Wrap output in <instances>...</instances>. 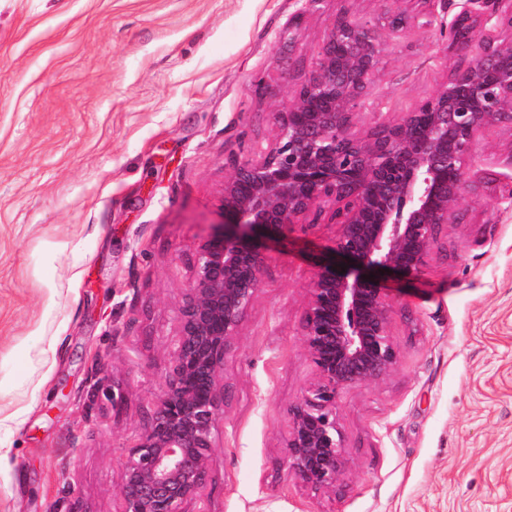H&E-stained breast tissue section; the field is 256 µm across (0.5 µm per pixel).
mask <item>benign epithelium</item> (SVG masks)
<instances>
[{"label":"benign epithelium","instance_id":"benign-epithelium-1","mask_svg":"<svg viewBox=\"0 0 512 512\" xmlns=\"http://www.w3.org/2000/svg\"><path fill=\"white\" fill-rule=\"evenodd\" d=\"M468 7L451 28L462 57L427 100L361 133L356 108L374 83L385 42L371 22L336 15L317 60L288 108L273 113L278 133L235 165L224 181V220L197 246L153 414L122 462V512H184L207 484L215 431L224 414V365L261 288V236L322 213L339 227L317 265L302 323L314 382L289 409L284 467L316 492L336 489L345 467L337 404L347 390L381 381L399 364L391 333L394 298L381 271L418 278L443 226L457 220L480 131L512 125V0ZM421 26L438 21L419 12ZM395 13L393 36L412 25ZM345 267H340V264Z\"/></svg>","mask_w":512,"mask_h":512}]
</instances>
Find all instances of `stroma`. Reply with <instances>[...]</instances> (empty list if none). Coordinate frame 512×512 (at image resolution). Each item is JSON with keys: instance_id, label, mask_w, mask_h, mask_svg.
Here are the masks:
<instances>
[{"instance_id": "stroma-1", "label": "stroma", "mask_w": 512, "mask_h": 512, "mask_svg": "<svg viewBox=\"0 0 512 512\" xmlns=\"http://www.w3.org/2000/svg\"><path fill=\"white\" fill-rule=\"evenodd\" d=\"M391 0H0V512H121L122 459L170 362L197 244L235 163L276 135L342 11ZM301 16L296 35L288 24ZM448 29L383 47L358 130L430 97L461 62ZM462 218L427 271L389 276L401 357L337 406L346 472L313 491L282 466L310 387L301 329L334 224L268 244L224 366L202 500L186 512H512V127L479 138ZM62 344L46 351L51 337ZM119 381L113 417L103 387Z\"/></svg>"}]
</instances>
